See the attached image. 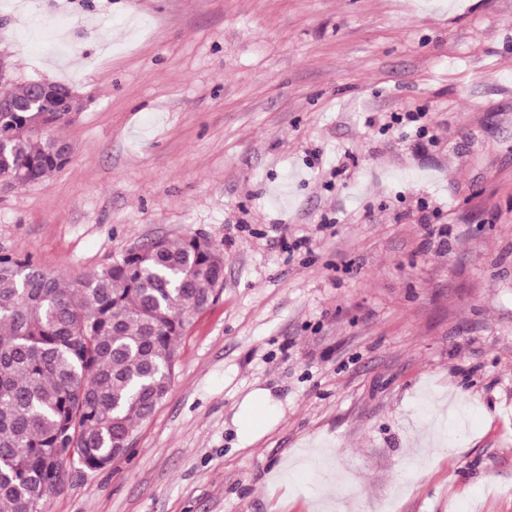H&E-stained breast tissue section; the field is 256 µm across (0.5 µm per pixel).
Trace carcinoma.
<instances>
[{"label": "carcinoma", "mask_w": 512, "mask_h": 512, "mask_svg": "<svg viewBox=\"0 0 512 512\" xmlns=\"http://www.w3.org/2000/svg\"><path fill=\"white\" fill-rule=\"evenodd\" d=\"M30 83L0 78V98ZM49 107L0 112V179L38 183L70 158ZM224 283L204 236L165 239L68 280L0 255V512H33L65 476L66 449L90 470L125 457L174 380L178 342Z\"/></svg>", "instance_id": "1"}]
</instances>
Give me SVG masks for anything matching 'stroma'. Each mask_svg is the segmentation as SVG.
Segmentation results:
<instances>
[{"mask_svg": "<svg viewBox=\"0 0 512 512\" xmlns=\"http://www.w3.org/2000/svg\"><path fill=\"white\" fill-rule=\"evenodd\" d=\"M0 56L84 101L0 254L224 255L127 458L43 512H512V0H0ZM251 403L247 419L244 422V428L251 433H255L262 429L264 422L267 421L271 412L264 395L261 393H254Z\"/></svg>", "mask_w": 512, "mask_h": 512, "instance_id": "stroma-1", "label": "stroma"}]
</instances>
